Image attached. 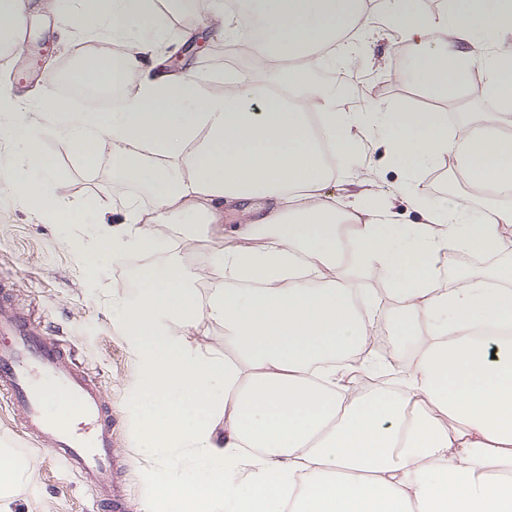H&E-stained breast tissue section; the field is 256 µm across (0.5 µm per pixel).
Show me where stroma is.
I'll list each match as a JSON object with an SVG mask.
<instances>
[{"instance_id": "obj_1", "label": "stroma", "mask_w": 512, "mask_h": 512, "mask_svg": "<svg viewBox=\"0 0 512 512\" xmlns=\"http://www.w3.org/2000/svg\"><path fill=\"white\" fill-rule=\"evenodd\" d=\"M66 0L30 11L21 31L19 50H0V85L9 89L19 104L17 124L30 132L44 122L38 102L53 86L52 78L62 65L89 56L105 58L116 52L105 31L94 38L75 36L60 42L55 26ZM372 26L354 33L346 43L334 45L336 108L341 112H371L373 120L408 109L414 112H444L449 127L477 121L487 108L483 80L467 79L439 100L424 95L412 82V56L391 28L384 0H372ZM162 26L193 30L199 47L165 59V72H180L192 65L205 88L223 85L229 70H245L249 56L237 44L205 32L200 12H160ZM18 134H0V287L10 294L9 305L31 311L44 331L61 340L87 372L100 380L117 419V445L112 454L110 479L122 502V512H143L146 499L144 469L149 461L138 451L135 428L134 389L138 372L128 342L112 320V290L130 283L153 257L134 247L102 250L97 263L81 244L93 242L95 208L111 203V170L107 159L89 168L79 162L65 143L48 138L43 143L47 159L66 179L63 194L68 210L56 220L44 219L28 206L15 186L24 177ZM371 166L376 172V189L386 195L411 173L419 206L397 204L398 222L418 223L422 209L438 208L461 201L482 209V192L454 169L451 161L419 163L402 155H388L383 139L363 143L346 159V170ZM221 242L199 235L182 253V263L198 290L209 288L216 272L210 254ZM0 448L9 449L16 461L12 489L13 512H94L85 487L69 475L43 449L34 447L22 433L14 413L0 403ZM154 468V467H151ZM157 477L167 478L169 467L154 468Z\"/></svg>"}]
</instances>
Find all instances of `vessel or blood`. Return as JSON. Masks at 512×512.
Returning a JSON list of instances; mask_svg holds the SVG:
<instances>
[{"mask_svg":"<svg viewBox=\"0 0 512 512\" xmlns=\"http://www.w3.org/2000/svg\"><path fill=\"white\" fill-rule=\"evenodd\" d=\"M0 398L7 400L26 432L77 478L92 497L105 496L112 466L116 422L101 385L48 336L29 312L0 311ZM72 409L69 419L51 411L57 397Z\"/></svg>","mask_w":512,"mask_h":512,"instance_id":"vessel-or-blood-1","label":"vessel or blood"}]
</instances>
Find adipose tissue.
<instances>
[{
  "label": "adipose tissue",
  "instance_id": "obj_1",
  "mask_svg": "<svg viewBox=\"0 0 512 512\" xmlns=\"http://www.w3.org/2000/svg\"><path fill=\"white\" fill-rule=\"evenodd\" d=\"M389 19L414 52L412 78L448 93L473 67L489 112L449 128L448 115L393 113V152L451 159L485 194L486 209L454 203L399 225L372 191V169L344 208L324 194L348 155L378 132L359 112L336 109L333 81L313 64L350 30H364L366 0H247L244 11L208 0L205 18L226 41L250 18L264 27L244 43L252 66L206 92L192 69L157 76L168 49L153 0H75L62 32L94 18L122 54L86 72L122 86L109 112H74L48 98L45 133L70 142L85 165L107 156L112 186L159 185L151 210L118 197L95 215L100 247L151 255L169 243L172 215L188 214L180 245L220 232L219 272L199 293L177 255L154 264L139 288L112 291L138 368V451L183 461V474L146 472V512H512V0H450L423 14L418 0H388ZM24 139L19 195L46 215L64 210L65 183ZM242 223L225 227V209ZM493 254L457 291L443 286L451 254ZM380 270L382 291L361 287ZM401 303L394 335L422 333L397 388L359 390L342 376L361 359L383 315ZM223 325L224 350L194 345L201 322Z\"/></svg>",
  "mask_w": 512,
  "mask_h": 512
}]
</instances>
